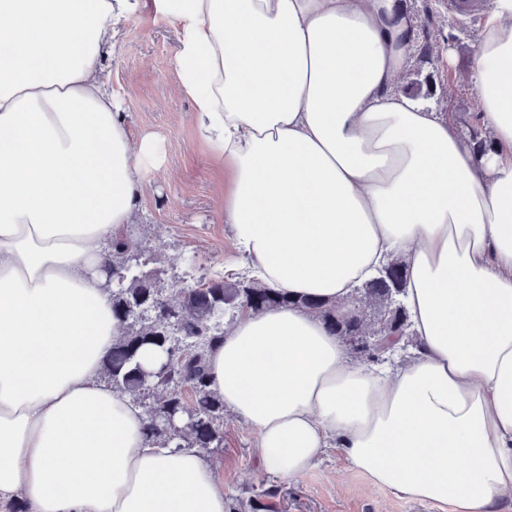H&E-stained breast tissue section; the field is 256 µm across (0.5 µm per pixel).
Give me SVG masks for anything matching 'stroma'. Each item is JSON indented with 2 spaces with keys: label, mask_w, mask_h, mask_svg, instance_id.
Returning <instances> with one entry per match:
<instances>
[{
  "label": "stroma",
  "mask_w": 512,
  "mask_h": 512,
  "mask_svg": "<svg viewBox=\"0 0 512 512\" xmlns=\"http://www.w3.org/2000/svg\"><path fill=\"white\" fill-rule=\"evenodd\" d=\"M406 3L420 40L434 44L438 56L431 62L413 59L399 79L400 89L468 119L477 110L466 71L479 16H457L448 0ZM177 51L176 29L145 12L122 29L107 60L112 92L130 130L154 136L159 145L162 169L144 166L141 221L130 225L129 234L164 288L187 270L230 278L242 264L229 225L218 220L215 203L223 177L197 138L192 104L179 87ZM223 429V447L204 456L215 466L234 512H452L449 505L404 500L373 484L339 448L328 449L296 480L261 472L254 432L229 413Z\"/></svg>",
  "instance_id": "obj_1"
}]
</instances>
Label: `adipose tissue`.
<instances>
[{"instance_id": "obj_1", "label": "adipose tissue", "mask_w": 512, "mask_h": 512, "mask_svg": "<svg viewBox=\"0 0 512 512\" xmlns=\"http://www.w3.org/2000/svg\"><path fill=\"white\" fill-rule=\"evenodd\" d=\"M176 25L194 123L228 182L218 214L250 276L345 310L404 258L418 347L359 362L298 307L244 313L211 387L297 479L328 448L453 512L512 500V0H490L467 76L485 152L398 87L405 0H0V498L32 512H227L192 448H160L102 379L122 325L104 246L136 223L141 170L104 65L143 9Z\"/></svg>"}]
</instances>
